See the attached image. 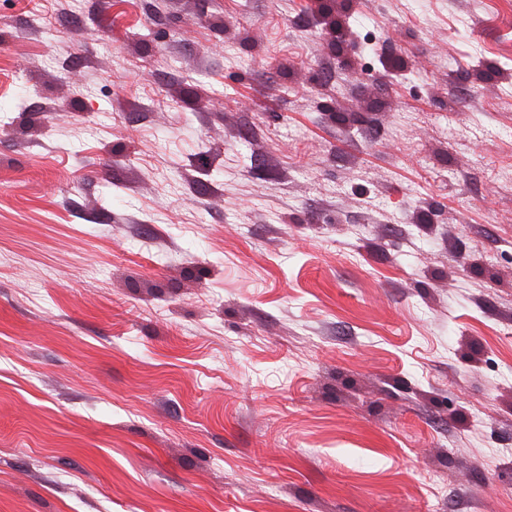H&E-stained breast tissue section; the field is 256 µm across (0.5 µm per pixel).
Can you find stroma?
Segmentation results:
<instances>
[{"label": "stroma", "instance_id": "stroma-1", "mask_svg": "<svg viewBox=\"0 0 512 512\" xmlns=\"http://www.w3.org/2000/svg\"><path fill=\"white\" fill-rule=\"evenodd\" d=\"M0 512H512V0H0Z\"/></svg>", "mask_w": 512, "mask_h": 512}]
</instances>
